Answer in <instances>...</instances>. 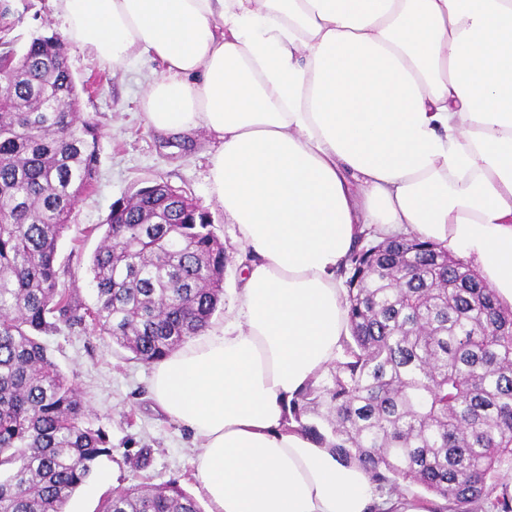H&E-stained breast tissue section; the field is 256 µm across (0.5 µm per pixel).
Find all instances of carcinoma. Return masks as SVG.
I'll return each instance as SVG.
<instances>
[{"label":"carcinoma","mask_w":512,"mask_h":512,"mask_svg":"<svg viewBox=\"0 0 512 512\" xmlns=\"http://www.w3.org/2000/svg\"><path fill=\"white\" fill-rule=\"evenodd\" d=\"M0 0V512H66L109 453L84 393L40 336L82 326L155 364L207 327L224 296L210 214L165 182L117 200L90 273L92 307L59 288L57 248L100 162L97 124L55 33L15 49ZM345 277L349 338L288 420L373 482L512 512V307L466 263L417 236L369 241ZM101 512H202L177 483L113 492Z\"/></svg>","instance_id":"obj_1"}]
</instances>
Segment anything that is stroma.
Returning a JSON list of instances; mask_svg holds the SVG:
<instances>
[{
  "label": "stroma",
  "instance_id": "stroma-1",
  "mask_svg": "<svg viewBox=\"0 0 512 512\" xmlns=\"http://www.w3.org/2000/svg\"><path fill=\"white\" fill-rule=\"evenodd\" d=\"M17 5L23 13L13 31L16 49H23L36 35L62 33L54 0H17ZM66 57L76 83L83 86L80 110L98 124L101 139L97 180L82 194L58 244L61 287L85 305L93 304L89 264L113 202L163 181L209 212L224 243V304L210 323L214 329L223 327L242 285L244 253L212 190L209 158L215 140L202 131L166 134L147 123L142 100L158 68L150 58H135L113 68L71 43L66 46ZM41 341L63 372L86 392L88 426L103 430L109 439V454L99 458L87 483L70 501L68 512H98L112 490L141 484L174 482L189 495H197L192 463L197 441L191 430L155 401L152 366L132 359L108 337L79 326L58 324Z\"/></svg>",
  "mask_w": 512,
  "mask_h": 512
}]
</instances>
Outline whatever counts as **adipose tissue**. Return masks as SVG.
Masks as SVG:
<instances>
[{
    "instance_id": "obj_1",
    "label": "adipose tissue",
    "mask_w": 512,
    "mask_h": 512,
    "mask_svg": "<svg viewBox=\"0 0 512 512\" xmlns=\"http://www.w3.org/2000/svg\"><path fill=\"white\" fill-rule=\"evenodd\" d=\"M56 2L94 59L160 62L149 125L218 142L213 190L251 260L232 321L152 379L201 440L211 512H432L285 407L342 351L361 237L441 243L512 305V0Z\"/></svg>"
}]
</instances>
